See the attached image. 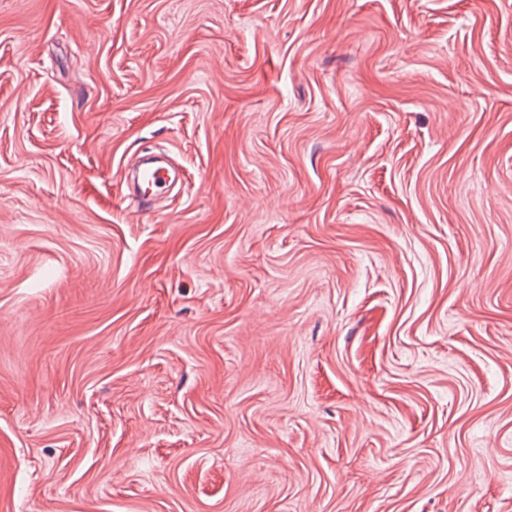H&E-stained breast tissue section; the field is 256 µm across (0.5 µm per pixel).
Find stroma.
Masks as SVG:
<instances>
[{
	"mask_svg": "<svg viewBox=\"0 0 512 512\" xmlns=\"http://www.w3.org/2000/svg\"><path fill=\"white\" fill-rule=\"evenodd\" d=\"M0 512H512V0H0ZM139 181L146 184L145 190L137 189L135 192L124 195L133 204V212L148 216L153 212L157 197L167 194L173 183L170 169L158 162H149L139 168L137 173Z\"/></svg>",
	"mask_w": 512,
	"mask_h": 512,
	"instance_id": "stroma-1",
	"label": "stroma"
}]
</instances>
